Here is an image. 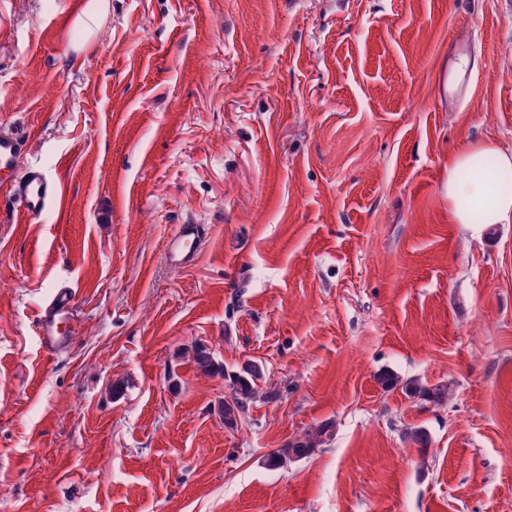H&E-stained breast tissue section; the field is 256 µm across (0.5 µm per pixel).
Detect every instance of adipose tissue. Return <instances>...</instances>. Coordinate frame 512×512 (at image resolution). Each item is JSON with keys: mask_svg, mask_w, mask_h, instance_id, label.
Segmentation results:
<instances>
[{"mask_svg": "<svg viewBox=\"0 0 512 512\" xmlns=\"http://www.w3.org/2000/svg\"><path fill=\"white\" fill-rule=\"evenodd\" d=\"M490 156L496 157L499 172L512 173V155L490 143L467 145L449 157L448 201L455 223L512 224V193L501 191L482 168Z\"/></svg>", "mask_w": 512, "mask_h": 512, "instance_id": "1", "label": "adipose tissue"}]
</instances>
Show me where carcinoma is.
<instances>
[{"instance_id": "cac0c4a2", "label": "carcinoma", "mask_w": 512, "mask_h": 512, "mask_svg": "<svg viewBox=\"0 0 512 512\" xmlns=\"http://www.w3.org/2000/svg\"><path fill=\"white\" fill-rule=\"evenodd\" d=\"M192 362L195 368L204 375L224 377L228 392L224 395V408H222L221 416L226 427L235 428L256 398L259 388L258 381L262 379V370L252 365L244 370L229 371L224 368L223 364L217 362L214 353L204 346L195 347L192 353ZM377 381L386 391L400 386L408 396H417L434 405L447 403L455 394L453 387L448 383L427 386L418 378L403 379L388 370L380 373L377 376ZM333 434L334 424L331 422L322 423L306 431L300 437L268 454L266 457L267 468L272 470L288 468V465L309 457L316 449L328 444Z\"/></svg>"}]
</instances>
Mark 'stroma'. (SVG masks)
<instances>
[{"label":"stroma","mask_w":512,"mask_h":512,"mask_svg":"<svg viewBox=\"0 0 512 512\" xmlns=\"http://www.w3.org/2000/svg\"><path fill=\"white\" fill-rule=\"evenodd\" d=\"M85 2L0 0V131L58 191L0 199V512H512V224L448 203L451 153L512 152V0H108L91 30ZM198 344L263 369L236 429ZM206 232L201 224H180L176 233L167 239L168 258L176 266H193L205 242ZM75 302V292L70 286L56 288L38 315L39 336L43 348L50 356L56 355L73 337V333L65 334L62 328L71 319ZM377 381L385 391L396 389L402 386V390L409 397H419L434 405L448 403L454 397L455 391L448 383H440L434 386L425 385L418 378L403 379L392 371L381 372L377 376ZM334 434V424L325 422L303 435L286 443L283 448L268 454L266 467L272 470L286 469L288 465L299 462L312 455L317 448L328 444Z\"/></svg>","instance_id":"stroma-1"}]
</instances>
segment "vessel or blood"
<instances>
[{"label": "vessel or blood", "mask_w": 512, "mask_h": 512, "mask_svg": "<svg viewBox=\"0 0 512 512\" xmlns=\"http://www.w3.org/2000/svg\"><path fill=\"white\" fill-rule=\"evenodd\" d=\"M27 140L17 132L0 133V172H14L4 193L20 203L31 216L43 214L56 197L55 188L48 182L43 170L25 164ZM206 232L200 224H182L166 243L168 258L176 266H193L205 242ZM76 296L70 286L56 288L39 315L38 328L42 345L48 355H56L69 340L63 327L72 315Z\"/></svg>", "instance_id": "obj_1"}]
</instances>
